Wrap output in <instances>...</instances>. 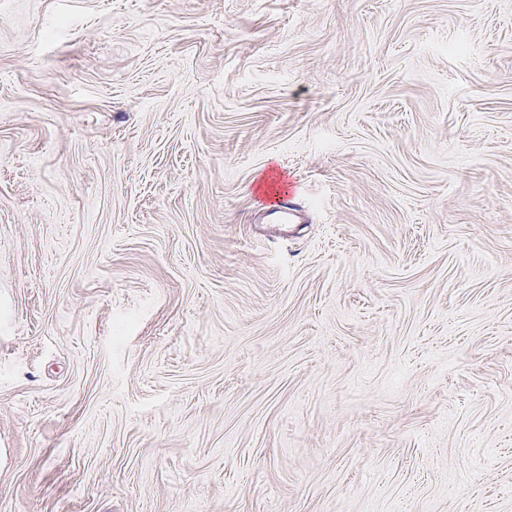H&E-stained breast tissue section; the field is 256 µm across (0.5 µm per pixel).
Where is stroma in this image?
I'll return each instance as SVG.
<instances>
[{
	"instance_id": "35a3bbf8",
	"label": "stroma",
	"mask_w": 512,
	"mask_h": 512,
	"mask_svg": "<svg viewBox=\"0 0 512 512\" xmlns=\"http://www.w3.org/2000/svg\"><path fill=\"white\" fill-rule=\"evenodd\" d=\"M0 512H512V0H0ZM271 208L267 211V216L271 224H296L300 219V206L296 201V192L288 190V194L278 196L272 203Z\"/></svg>"
}]
</instances>
